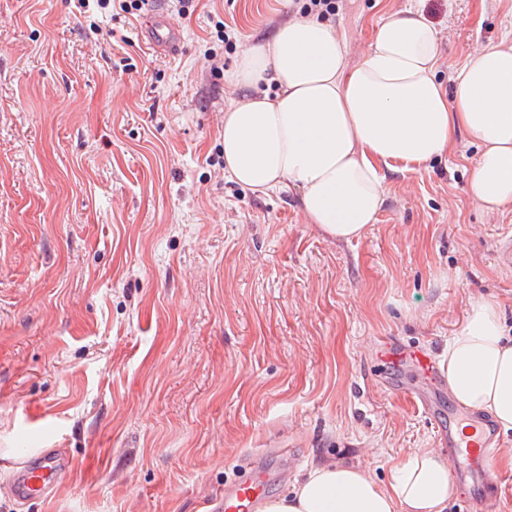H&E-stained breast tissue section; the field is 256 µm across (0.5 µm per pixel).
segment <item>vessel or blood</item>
Listing matches in <instances>:
<instances>
[{"mask_svg":"<svg viewBox=\"0 0 512 512\" xmlns=\"http://www.w3.org/2000/svg\"><path fill=\"white\" fill-rule=\"evenodd\" d=\"M155 8L146 17L143 37L155 49L168 52L180 48L182 38L179 28L168 18L162 7L163 0H154ZM435 392L423 395L409 386L403 379L388 382V390L403 395L429 418L447 415L448 423L439 429V444L447 448L453 459L452 473L462 487L461 501L465 508L480 506L491 512L499 495L512 493V487L504 485L495 471L489 446L498 442L497 431L490 419L459 409L444 410L442 398L445 382L436 379ZM465 458L466 466H458V458ZM71 466L69 456L57 448H23L16 459L7 461L5 467L10 474L8 482L0 484V492L14 500L26 503L45 498L48 490L55 486L62 474ZM499 488V495H488L484 486ZM270 488L268 474H258L252 480L229 484L217 500L219 512H253L256 504Z\"/></svg>","mask_w":512,"mask_h":512,"instance_id":"obj_1","label":"vessel or blood"}]
</instances>
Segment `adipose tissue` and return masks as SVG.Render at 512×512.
<instances>
[{
	"label": "adipose tissue",
	"mask_w": 512,
	"mask_h": 512,
	"mask_svg": "<svg viewBox=\"0 0 512 512\" xmlns=\"http://www.w3.org/2000/svg\"><path fill=\"white\" fill-rule=\"evenodd\" d=\"M438 55V31L414 6L388 15L353 65L333 23L292 13L230 74L242 97L224 114L226 172L254 190L299 187L310 223L349 241L384 205L382 169L449 154L464 132L479 148L470 200L489 211L511 205L512 40L469 55L448 90L435 76ZM446 371L456 402L512 430V338L497 304L471 306L448 342ZM454 494L447 461L420 448L385 483L356 462L313 466L261 512H448Z\"/></svg>",
	"instance_id": "ef3b65f1"
}]
</instances>
